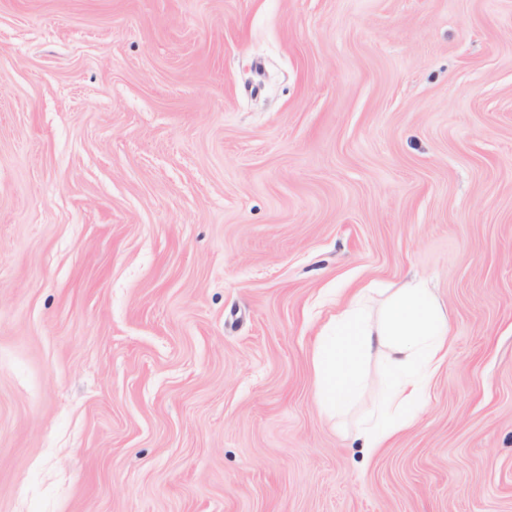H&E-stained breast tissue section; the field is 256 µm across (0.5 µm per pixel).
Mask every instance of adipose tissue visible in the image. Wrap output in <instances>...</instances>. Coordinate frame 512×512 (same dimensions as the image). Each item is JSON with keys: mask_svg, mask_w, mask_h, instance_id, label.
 <instances>
[{"mask_svg": "<svg viewBox=\"0 0 512 512\" xmlns=\"http://www.w3.org/2000/svg\"><path fill=\"white\" fill-rule=\"evenodd\" d=\"M451 330L450 314L426 279L405 281L379 303L368 289H358L317 339V403L330 416L347 414L365 389L366 362L377 358L382 381L356 422L355 436L369 451L385 447L424 405L448 358Z\"/></svg>", "mask_w": 512, "mask_h": 512, "instance_id": "1", "label": "adipose tissue"}]
</instances>
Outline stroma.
I'll list each match as a JSON object with an SVG mask.
<instances>
[{
    "instance_id": "1",
    "label": "stroma",
    "mask_w": 512,
    "mask_h": 512,
    "mask_svg": "<svg viewBox=\"0 0 512 512\" xmlns=\"http://www.w3.org/2000/svg\"><path fill=\"white\" fill-rule=\"evenodd\" d=\"M414 275L369 454L313 350ZM0 512H512V0H0ZM370 291H355L325 325L312 366L315 399L334 417L347 414L361 398L365 364L376 355L382 381L355 425L361 448L373 452L413 424L448 359L452 325L424 278L405 281L378 305Z\"/></svg>"
}]
</instances>
